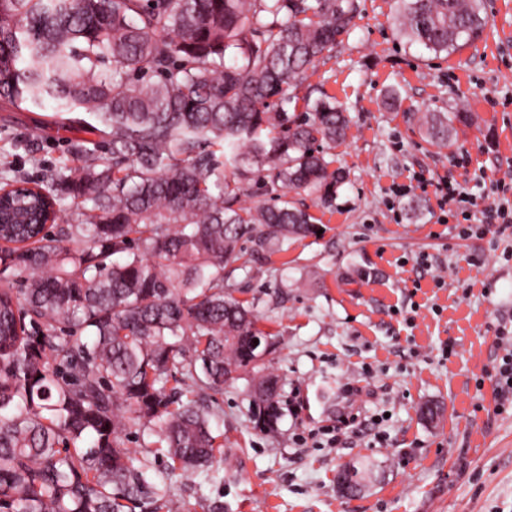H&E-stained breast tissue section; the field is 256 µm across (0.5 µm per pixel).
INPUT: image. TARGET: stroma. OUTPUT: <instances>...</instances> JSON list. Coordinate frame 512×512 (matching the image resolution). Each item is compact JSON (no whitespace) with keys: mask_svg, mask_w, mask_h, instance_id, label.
Wrapping results in <instances>:
<instances>
[{"mask_svg":"<svg viewBox=\"0 0 512 512\" xmlns=\"http://www.w3.org/2000/svg\"><path fill=\"white\" fill-rule=\"evenodd\" d=\"M397 0H361L349 36L309 71L299 95L344 105L347 135L331 148L347 175L331 207L298 194L322 229L258 251L250 270L226 268L238 298L254 300L270 333L267 367L297 413L264 434L249 421L247 381L218 396L224 457L178 476L183 512H512V414L494 410L484 370L493 336L512 323V236L459 237L440 222L437 183L453 180L489 203L485 182L512 168V0H488L482 40L437 57L397 34ZM396 90L391 108L382 98ZM464 110L448 146L416 121ZM36 105L0 106V169L37 177L75 164L76 145L45 125ZM428 255V265L418 264ZM450 343L451 356L441 346ZM359 382L366 414L386 413L370 439L303 448V432L329 424L342 387ZM443 409L435 421L419 408ZM373 462L375 480L353 498L336 490L343 466Z\"/></svg>","mask_w":512,"mask_h":512,"instance_id":"stroma-1","label":"stroma"}]
</instances>
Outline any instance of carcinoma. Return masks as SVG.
<instances>
[{
    "label": "carcinoma",
    "mask_w": 512,
    "mask_h": 512,
    "mask_svg": "<svg viewBox=\"0 0 512 512\" xmlns=\"http://www.w3.org/2000/svg\"><path fill=\"white\" fill-rule=\"evenodd\" d=\"M484 0H400L409 44L454 52ZM359 0H0V101L53 104L83 133L80 165L4 178L0 263V512H180L172 478L223 454L189 396L248 376L250 422L276 430L280 380L253 339L254 304L224 284L245 258L317 234L288 200L330 207L345 182L325 146L347 129L321 94L289 109L306 72L350 34ZM466 112H428L447 145ZM71 198L78 223L57 224ZM124 255L121 262L112 261ZM135 428L166 449L136 460Z\"/></svg>",
    "instance_id": "obj_1"
}]
</instances>
